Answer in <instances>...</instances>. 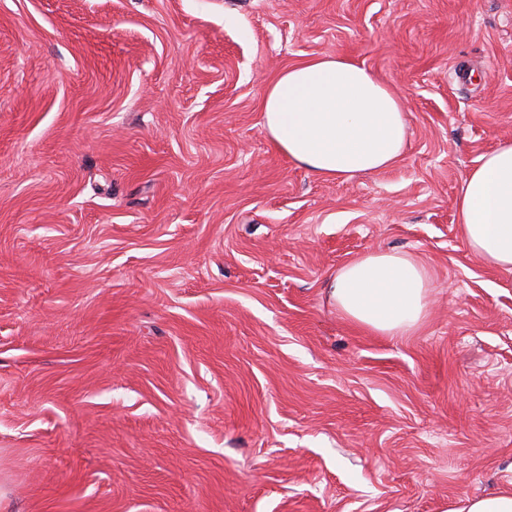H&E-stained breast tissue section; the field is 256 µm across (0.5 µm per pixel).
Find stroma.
I'll return each instance as SVG.
<instances>
[{
	"instance_id": "stroma-1",
	"label": "stroma",
	"mask_w": 512,
	"mask_h": 512,
	"mask_svg": "<svg viewBox=\"0 0 512 512\" xmlns=\"http://www.w3.org/2000/svg\"><path fill=\"white\" fill-rule=\"evenodd\" d=\"M363 61L391 167L329 180L268 83ZM512 142V0H0V512H448L512 487V269L456 199ZM433 280L409 335L336 271ZM432 279L413 254L379 250L345 264L333 277L330 298L359 327L404 336L423 321Z\"/></svg>"
}]
</instances>
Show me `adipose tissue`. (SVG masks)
<instances>
[{
    "label": "adipose tissue",
    "instance_id": "1",
    "mask_svg": "<svg viewBox=\"0 0 512 512\" xmlns=\"http://www.w3.org/2000/svg\"><path fill=\"white\" fill-rule=\"evenodd\" d=\"M262 126L292 163L324 179L347 180L397 161L406 139L400 97L356 59L324 55L282 70L266 87ZM467 248L485 262L512 268V143L482 156L457 198ZM432 279L413 254L379 250L333 277L330 298L359 327L409 334L423 321Z\"/></svg>",
    "mask_w": 512,
    "mask_h": 512
}]
</instances>
